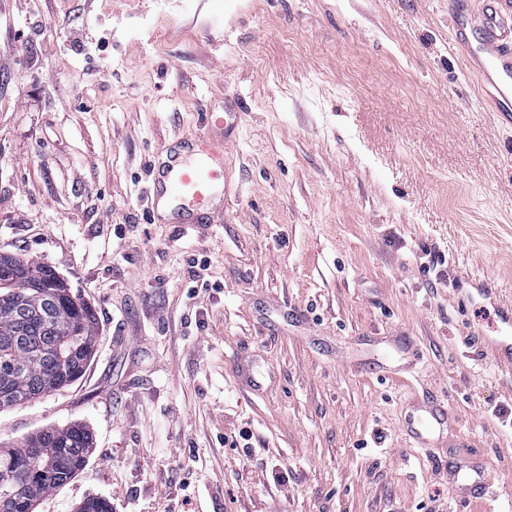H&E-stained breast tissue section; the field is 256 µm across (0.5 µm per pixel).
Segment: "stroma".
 <instances>
[{
    "label": "stroma",
    "mask_w": 512,
    "mask_h": 512,
    "mask_svg": "<svg viewBox=\"0 0 512 512\" xmlns=\"http://www.w3.org/2000/svg\"><path fill=\"white\" fill-rule=\"evenodd\" d=\"M204 103L239 112L221 221L150 223ZM1 250L98 314L83 378L0 412L94 432L36 512H483L463 441L512 512V125L448 0H0ZM427 398L448 441L407 447ZM452 482L457 495L465 498L472 491L480 495L490 493V476L482 460L459 459L451 470Z\"/></svg>",
    "instance_id": "35a3bbf8"
}]
</instances>
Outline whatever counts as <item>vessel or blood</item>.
<instances>
[{
  "label": "vessel or blood",
  "mask_w": 512,
  "mask_h": 512,
  "mask_svg": "<svg viewBox=\"0 0 512 512\" xmlns=\"http://www.w3.org/2000/svg\"><path fill=\"white\" fill-rule=\"evenodd\" d=\"M512 0H483L479 11H472L466 0H448L453 20V41L461 49L469 67L477 72L489 91L495 110L505 123H512ZM203 136L192 145L173 152L164 168L154 177L160 193L152 198L151 211L158 221L193 223L227 196L224 185L225 115L202 108ZM407 433L415 447L423 448L448 433V413L430 403L418 415L410 416ZM457 495L490 491V476L483 461L463 458L452 468Z\"/></svg>",
  "instance_id": "b4317fda"
}]
</instances>
